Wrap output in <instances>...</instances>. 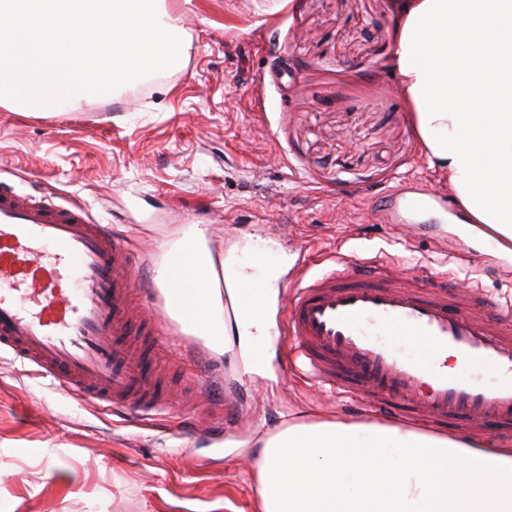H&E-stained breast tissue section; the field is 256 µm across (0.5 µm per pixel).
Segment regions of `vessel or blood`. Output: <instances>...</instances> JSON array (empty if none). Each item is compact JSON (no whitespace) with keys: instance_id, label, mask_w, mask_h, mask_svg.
I'll list each match as a JSON object with an SVG mask.
<instances>
[{"instance_id":"b4317fda","label":"vessel or blood","mask_w":512,"mask_h":512,"mask_svg":"<svg viewBox=\"0 0 512 512\" xmlns=\"http://www.w3.org/2000/svg\"><path fill=\"white\" fill-rule=\"evenodd\" d=\"M132 263L126 242L81 204L0 187V354L107 411H166L171 398L151 373L150 355L170 337L162 318L180 327L195 318L154 281L131 288ZM336 264L290 281L279 311L306 378L368 413L445 425L469 439L512 434L511 318H483L456 303L451 277L420 288L378 260ZM399 335L452 348L463 363L505 377L484 384L433 371L429 360L390 344Z\"/></svg>"}]
</instances>
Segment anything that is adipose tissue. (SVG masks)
Masks as SVG:
<instances>
[{
	"label": "adipose tissue",
	"instance_id": "adipose-tissue-1",
	"mask_svg": "<svg viewBox=\"0 0 512 512\" xmlns=\"http://www.w3.org/2000/svg\"><path fill=\"white\" fill-rule=\"evenodd\" d=\"M391 68L410 106L430 167L448 175L464 230L487 227L499 249L512 243V0H395ZM155 269L164 288L197 311L195 335L224 348V298H255L237 311L239 348L262 374L272 343L264 301L277 264L246 272L225 260V290L201 289L214 270L206 231L186 229ZM253 477L258 512H512V448L470 445L397 425L322 419L266 438Z\"/></svg>",
	"mask_w": 512,
	"mask_h": 512
}]
</instances>
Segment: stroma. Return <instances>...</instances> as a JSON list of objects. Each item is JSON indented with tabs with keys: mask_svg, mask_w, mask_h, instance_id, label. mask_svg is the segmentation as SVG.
I'll return each instance as SVG.
<instances>
[{
	"mask_svg": "<svg viewBox=\"0 0 512 512\" xmlns=\"http://www.w3.org/2000/svg\"><path fill=\"white\" fill-rule=\"evenodd\" d=\"M391 2L166 0L180 65L66 114L0 107V183L81 203L126 239L144 277L198 224L218 260L266 241L282 283L304 245L312 275L339 254L380 256L423 285L447 270L478 281L507 310L511 255L463 237L438 202L400 224L376 203L391 188L448 192L390 67ZM227 343L160 347L173 402L145 422L0 359V512H257L263 439L359 414L293 372L288 337L276 336L266 377Z\"/></svg>",
	"mask_w": 512,
	"mask_h": 512,
	"instance_id": "stroma-1",
	"label": "stroma"
}]
</instances>
